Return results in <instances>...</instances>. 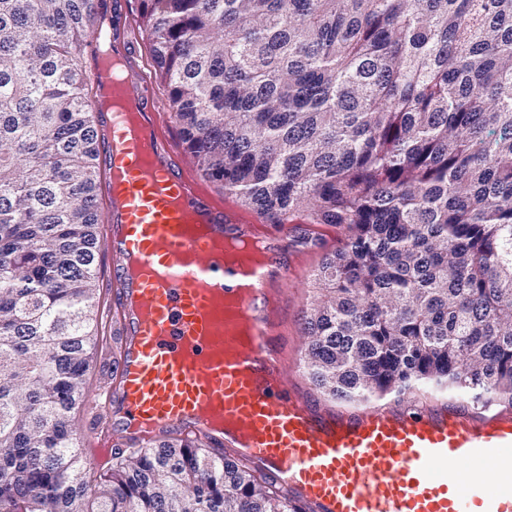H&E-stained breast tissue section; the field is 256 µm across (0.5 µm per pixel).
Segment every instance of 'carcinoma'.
I'll return each instance as SVG.
<instances>
[{
	"label": "carcinoma",
	"instance_id": "obj_1",
	"mask_svg": "<svg viewBox=\"0 0 512 512\" xmlns=\"http://www.w3.org/2000/svg\"><path fill=\"white\" fill-rule=\"evenodd\" d=\"M182 144L271 224L344 237L313 277L324 396L512 406V0H141ZM97 0H0V512H300L199 438L87 479L98 346Z\"/></svg>",
	"mask_w": 512,
	"mask_h": 512
}]
</instances>
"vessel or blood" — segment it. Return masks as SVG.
Wrapping results in <instances>:
<instances>
[{
	"instance_id": "obj_1",
	"label": "vessel or blood",
	"mask_w": 512,
	"mask_h": 512,
	"mask_svg": "<svg viewBox=\"0 0 512 512\" xmlns=\"http://www.w3.org/2000/svg\"><path fill=\"white\" fill-rule=\"evenodd\" d=\"M148 81L126 70L119 89L143 108V135L121 112L102 115L113 192L106 244L119 294L120 351L103 409L126 440L156 443L173 431L206 440L280 484L303 512H512V409L459 398L330 404L288 366L296 238L220 201L171 143V116L145 101ZM263 240L269 265L218 255L214 242ZM139 258L143 276L126 271ZM268 287L277 306L251 339L237 334L240 289ZM479 464L492 466L486 483Z\"/></svg>"
}]
</instances>
